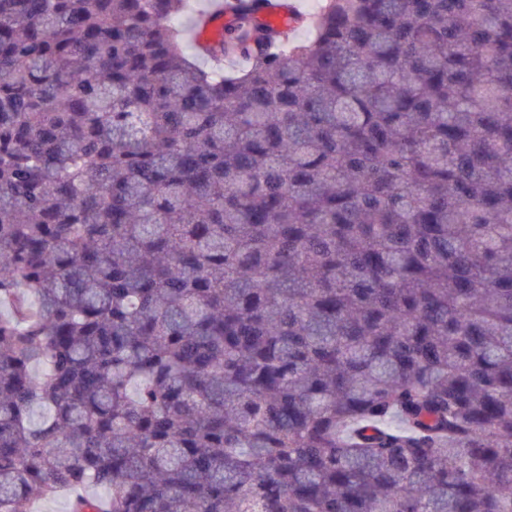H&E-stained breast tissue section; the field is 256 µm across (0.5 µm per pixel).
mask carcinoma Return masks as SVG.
I'll use <instances>...</instances> for the list:
<instances>
[{
    "label": "carcinoma",
    "instance_id": "1",
    "mask_svg": "<svg viewBox=\"0 0 512 512\" xmlns=\"http://www.w3.org/2000/svg\"><path fill=\"white\" fill-rule=\"evenodd\" d=\"M0 0V512H512V0ZM266 7L261 11V20L270 23L279 31H290L293 21L300 16L297 0H268L264 2ZM288 3V7L284 6Z\"/></svg>",
    "mask_w": 512,
    "mask_h": 512
}]
</instances>
